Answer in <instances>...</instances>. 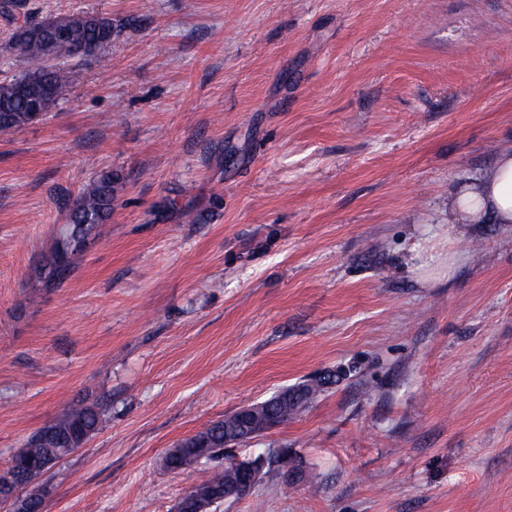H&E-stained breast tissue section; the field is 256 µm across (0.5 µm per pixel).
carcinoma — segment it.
<instances>
[{"label":"carcinoma","instance_id":"cac0c4a2","mask_svg":"<svg viewBox=\"0 0 512 512\" xmlns=\"http://www.w3.org/2000/svg\"><path fill=\"white\" fill-rule=\"evenodd\" d=\"M68 40L73 44L105 42L112 39V20L92 14H77L61 18ZM17 46L26 63L25 72L0 83V135L9 134L33 123L29 104L39 102L44 112L65 98L69 88L67 70L57 64L46 63L49 34L41 22L25 21L14 32ZM114 181L112 175L101 176L93 186L76 199L70 222L59 229L58 239L44 269L51 280H61L68 271L71 258L91 237H98L100 228L112 215ZM340 375L327 371L299 385L303 392V407L307 408L325 391L336 384ZM235 413L209 425L204 430L182 440L180 447L172 448L164 457V466L170 471H180L200 463L201 458L211 461L225 453L224 425L233 421ZM103 423V412L96 405H78L70 408L60 418L50 422L57 438L48 447L39 432L27 440L25 448L14 458L40 460L48 453L64 456L80 447ZM234 461L228 460L224 468L212 473L197 488H223L224 480L233 474Z\"/></svg>","mask_w":512,"mask_h":512}]
</instances>
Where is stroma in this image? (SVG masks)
<instances>
[{
	"mask_svg": "<svg viewBox=\"0 0 512 512\" xmlns=\"http://www.w3.org/2000/svg\"><path fill=\"white\" fill-rule=\"evenodd\" d=\"M24 10L117 35L66 59L43 120L0 135V473L97 403L43 512H174L223 465L167 470L179 440L343 369L230 451H287L303 478L263 468L211 512H512V226L448 221L449 193L512 151V0ZM108 172L111 219L45 287ZM340 379V375L336 372L327 371L324 374L309 379L306 382L297 385L303 394V407L301 410H296L293 407H283L279 410L277 423L281 425L282 423L288 421V419L297 415L302 410L309 407V405L315 401V399L325 391V388H328L331 385L336 384V382ZM103 416L101 408L93 404L72 407L60 418L50 422V430L57 438L55 446L49 448L37 430L28 438L25 448L13 458L40 460L48 453L65 456L100 429Z\"/></svg>",
	"mask_w": 512,
	"mask_h": 512,
	"instance_id": "1",
	"label": "stroma"
}]
</instances>
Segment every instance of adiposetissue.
<instances>
[{
    "instance_id": "ef3b65f1",
    "label": "adipose tissue",
    "mask_w": 512,
    "mask_h": 512,
    "mask_svg": "<svg viewBox=\"0 0 512 512\" xmlns=\"http://www.w3.org/2000/svg\"><path fill=\"white\" fill-rule=\"evenodd\" d=\"M452 224H512V152L501 153L485 175L448 199Z\"/></svg>"
}]
</instances>
